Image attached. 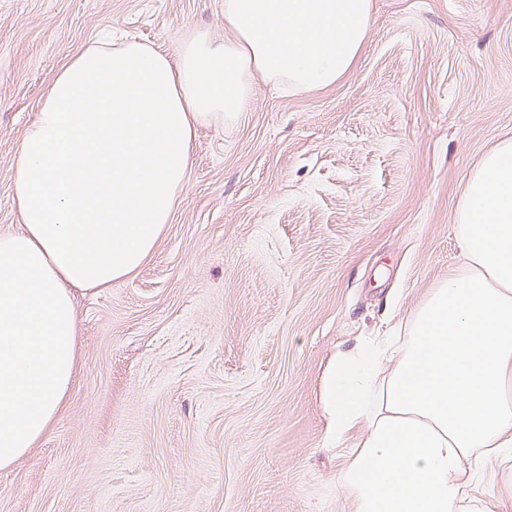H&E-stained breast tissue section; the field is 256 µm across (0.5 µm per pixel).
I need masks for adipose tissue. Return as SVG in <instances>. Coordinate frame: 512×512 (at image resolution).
Here are the masks:
<instances>
[{
    "label": "adipose tissue",
    "instance_id": "adipose-tissue-1",
    "mask_svg": "<svg viewBox=\"0 0 512 512\" xmlns=\"http://www.w3.org/2000/svg\"><path fill=\"white\" fill-rule=\"evenodd\" d=\"M372 0H224L215 43L175 55L128 41L61 69L14 158L23 231L0 232V469L25 456L71 387L74 289L107 288L152 254L199 125L237 119L255 78L306 91L353 66ZM453 230L462 266L405 333L340 352L324 401L331 445L360 432L338 477L352 512H462L512 463V138L470 175Z\"/></svg>",
    "mask_w": 512,
    "mask_h": 512
}]
</instances>
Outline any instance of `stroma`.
I'll use <instances>...</instances> for the list:
<instances>
[{
    "label": "stroma",
    "instance_id": "35a3bbf8",
    "mask_svg": "<svg viewBox=\"0 0 512 512\" xmlns=\"http://www.w3.org/2000/svg\"><path fill=\"white\" fill-rule=\"evenodd\" d=\"M223 42L224 0H0V231L14 157L62 65L105 33ZM512 138V0H373L336 84L257 81L195 134L153 253L80 292L67 400L0 469V512H352L326 444L337 352L410 320L460 263L454 213Z\"/></svg>",
    "mask_w": 512,
    "mask_h": 512
}]
</instances>
